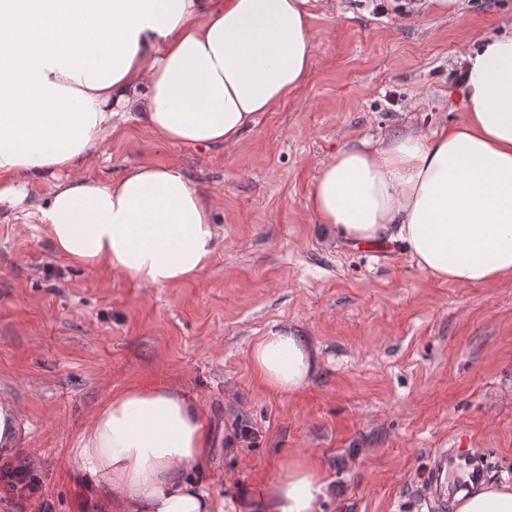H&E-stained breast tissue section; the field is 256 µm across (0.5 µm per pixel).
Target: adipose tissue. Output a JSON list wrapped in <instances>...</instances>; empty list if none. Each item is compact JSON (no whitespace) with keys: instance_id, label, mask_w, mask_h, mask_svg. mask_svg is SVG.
Instances as JSON below:
<instances>
[{"instance_id":"adipose-tissue-1","label":"adipose tissue","mask_w":512,"mask_h":512,"mask_svg":"<svg viewBox=\"0 0 512 512\" xmlns=\"http://www.w3.org/2000/svg\"><path fill=\"white\" fill-rule=\"evenodd\" d=\"M311 17L310 0H0V201L54 177L32 217L58 255L144 287L195 281L219 233L209 195L180 168L139 165L109 182L71 171L131 119L173 146L238 143L306 83ZM461 71V124L338 149L306 206L350 245L393 243L434 280L481 285L512 276V32L473 37ZM250 359L283 396L316 371L308 341L285 329ZM211 446L192 399L132 385L79 430L73 471L98 491V512H224L199 479ZM335 495L297 461L229 507L322 512ZM454 512H512V488L485 485Z\"/></svg>"}]
</instances>
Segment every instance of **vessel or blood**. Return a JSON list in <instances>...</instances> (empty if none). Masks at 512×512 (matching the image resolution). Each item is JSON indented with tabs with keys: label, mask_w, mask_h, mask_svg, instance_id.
Returning a JSON list of instances; mask_svg holds the SVG:
<instances>
[{
	"label": "vessel or blood",
	"mask_w": 512,
	"mask_h": 512,
	"mask_svg": "<svg viewBox=\"0 0 512 512\" xmlns=\"http://www.w3.org/2000/svg\"><path fill=\"white\" fill-rule=\"evenodd\" d=\"M492 467L490 454L482 448L458 444L435 449L421 486L423 504L444 507L462 492L482 484Z\"/></svg>",
	"instance_id": "obj_1"
}]
</instances>
